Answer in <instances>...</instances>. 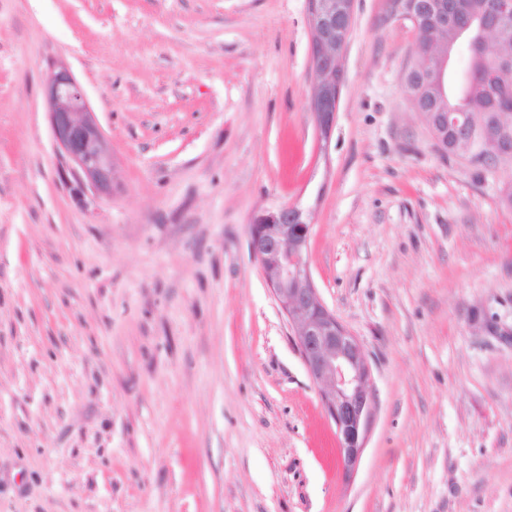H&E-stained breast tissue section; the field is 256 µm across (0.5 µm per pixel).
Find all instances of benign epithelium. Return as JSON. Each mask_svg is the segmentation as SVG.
Here are the masks:
<instances>
[{
  "instance_id": "benign-epithelium-1",
  "label": "benign epithelium",
  "mask_w": 512,
  "mask_h": 512,
  "mask_svg": "<svg viewBox=\"0 0 512 512\" xmlns=\"http://www.w3.org/2000/svg\"><path fill=\"white\" fill-rule=\"evenodd\" d=\"M447 25L455 15L452 0H419ZM354 0H306L311 32V109L323 136L335 119L343 72L336 62L352 27ZM460 33L484 38L512 26V0H497L485 14L458 20ZM50 124L56 143L75 164L71 174L84 189L109 195L119 180L101 126L90 112L83 86L66 68L45 80ZM429 131L438 146L448 129L464 124L461 112L431 109ZM312 224L303 209L281 206L258 214L251 225L249 246L258 260L276 302L288 317L305 366L317 386L322 407L336 426L340 459L358 463L373 415L371 372L362 345L328 310L313 281L306 252Z\"/></svg>"
}]
</instances>
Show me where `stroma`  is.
I'll list each match as a JSON object with an SVG mask.
<instances>
[{
	"mask_svg": "<svg viewBox=\"0 0 512 512\" xmlns=\"http://www.w3.org/2000/svg\"><path fill=\"white\" fill-rule=\"evenodd\" d=\"M385 3L325 138L305 0H0V512H512V169L441 156ZM62 67L111 195L53 139ZM283 205L370 366L352 470L249 249ZM50 124L56 143L75 164L71 174L81 189L109 195L119 180L101 126L90 112L83 86L67 68L45 80Z\"/></svg>",
	"mask_w": 512,
	"mask_h": 512,
	"instance_id": "stroma-1",
	"label": "stroma"
}]
</instances>
